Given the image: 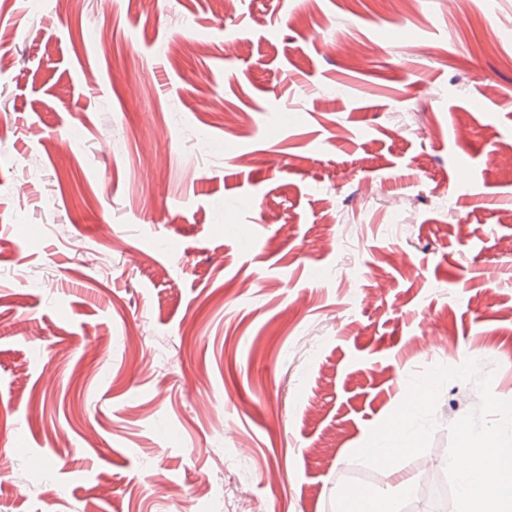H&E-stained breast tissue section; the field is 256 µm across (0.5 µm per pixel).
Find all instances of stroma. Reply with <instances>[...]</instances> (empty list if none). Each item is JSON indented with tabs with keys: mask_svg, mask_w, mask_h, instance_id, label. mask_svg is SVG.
Here are the masks:
<instances>
[{
	"mask_svg": "<svg viewBox=\"0 0 512 512\" xmlns=\"http://www.w3.org/2000/svg\"><path fill=\"white\" fill-rule=\"evenodd\" d=\"M0 23V512H344L353 471L403 508L480 402L354 460L411 376L512 400V0Z\"/></svg>",
	"mask_w": 512,
	"mask_h": 512,
	"instance_id": "obj_1",
	"label": "stroma"
}]
</instances>
